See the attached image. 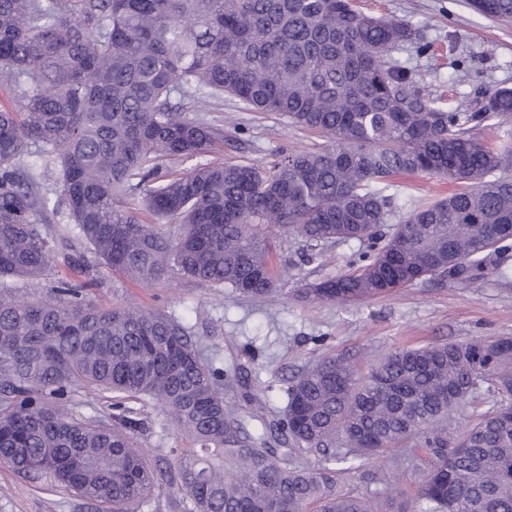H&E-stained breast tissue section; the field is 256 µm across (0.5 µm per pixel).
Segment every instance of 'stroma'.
Wrapping results in <instances>:
<instances>
[{"label": "stroma", "mask_w": 512, "mask_h": 512, "mask_svg": "<svg viewBox=\"0 0 512 512\" xmlns=\"http://www.w3.org/2000/svg\"><path fill=\"white\" fill-rule=\"evenodd\" d=\"M366 13L395 17L418 29L433 54L410 45L396 60L420 74L426 90L446 93L448 101L476 99L485 89L512 87V20L499 21L475 11L470 0H356ZM464 81H456L457 70ZM194 115L224 130L223 160L264 163L286 149H318L316 134L291 126L287 118L248 112L229 98L199 99ZM454 183L427 175L400 174L390 192L396 216L454 191ZM272 263L278 292L261 299L228 288L199 284L180 276L145 286L118 272L90 266L91 299L105 307L145 306L181 317L191 325L201 354L225 374L242 367L248 387L225 385L224 398L236 405L251 434L262 431L286 404L285 387L299 370L336 357L362 362L397 347L462 342L476 337L512 336V263L506 272L487 268L482 280L469 283L448 277L427 279L396 293L340 304L305 297L309 285L347 272L366 245L336 241L311 256L300 239L275 238ZM144 426L138 439L152 464L166 467L172 448L186 441L154 404L130 400ZM425 464L409 450L384 451L361 469L344 474V486L359 494L397 487L415 494ZM0 512H100L96 504L28 479L0 466Z\"/></svg>", "instance_id": "stroma-1"}]
</instances>
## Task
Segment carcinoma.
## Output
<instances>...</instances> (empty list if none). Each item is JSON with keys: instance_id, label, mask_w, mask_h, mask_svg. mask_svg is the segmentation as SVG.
Instances as JSON below:
<instances>
[{"instance_id": "obj_1", "label": "carcinoma", "mask_w": 512, "mask_h": 512, "mask_svg": "<svg viewBox=\"0 0 512 512\" xmlns=\"http://www.w3.org/2000/svg\"><path fill=\"white\" fill-rule=\"evenodd\" d=\"M471 6L512 19V0ZM416 40L351 0H0V84L20 103L0 109V465L102 512H137L164 487L185 493L189 512H512V337L399 348L363 366L322 360L287 383L286 406L255 438L186 321L97 305L73 277L47 294L19 287L67 251L74 271L90 253L139 283L173 273L264 298L279 291L276 229L311 247L367 243L354 270L305 289L320 300L370 299L388 280L479 279L512 251V87L450 110L392 62ZM224 94L328 145L153 185L160 160L224 144L183 105ZM480 126L505 128L506 141L489 148ZM32 157L74 228L38 222L47 198ZM402 173L461 188L385 232ZM486 384L500 400L449 433ZM80 388L113 396L109 421L72 412ZM126 398L182 431L172 468L136 446L142 422ZM402 445L428 458L413 500L341 488L342 473ZM310 455L324 465L295 464Z\"/></svg>"}]
</instances>
